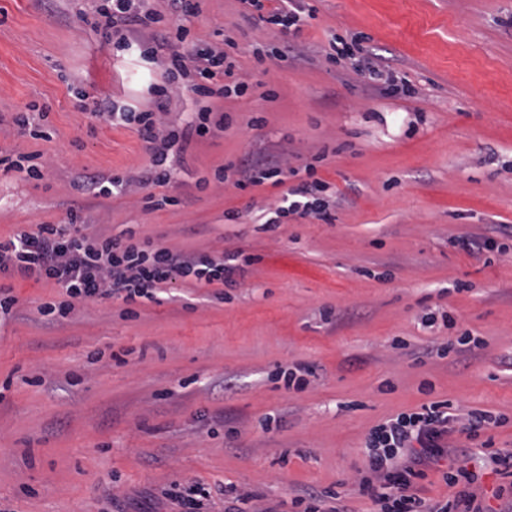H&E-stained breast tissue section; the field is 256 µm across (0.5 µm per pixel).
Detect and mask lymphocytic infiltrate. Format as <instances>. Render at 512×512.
<instances>
[{
    "instance_id": "lymphocytic-infiltrate-1",
    "label": "lymphocytic infiltrate",
    "mask_w": 512,
    "mask_h": 512,
    "mask_svg": "<svg viewBox=\"0 0 512 512\" xmlns=\"http://www.w3.org/2000/svg\"><path fill=\"white\" fill-rule=\"evenodd\" d=\"M169 13L161 15L148 0H112L105 13L103 31L112 33L120 46L131 45L134 34L151 30L154 51L161 54L160 85L150 109L140 112L100 103L95 114L115 126H134L148 143L150 159L138 173L106 178L89 175L88 190L108 195L111 188L143 190L166 185L172 169L168 151L175 144H189L221 129L229 118L204 108L191 119H170L167 105L171 96L224 97L243 94L245 83L235 81L236 64L223 47L214 45L173 50V39H184L187 21L199 12L198 0H167ZM320 180L304 181L271 207L266 229L278 227L279 218L293 212L330 224L334 221L331 202L318 198ZM254 257L237 264L226 256L208 252H184L154 245L135 236L112 237L89 231L77 211H70L67 223L41 224L36 230H22L0 241V273L23 279L54 282L63 298L43 303L41 311L52 320L66 318L76 302L94 298H118L127 303L151 298L156 288L180 278L198 283L235 286L245 276ZM487 411H473L467 420L450 412L445 401H432L414 411L400 412L375 426L365 440L367 473L359 491L374 503L375 512H486L475 489L481 476L463 466H450L442 474L455 487L451 498L430 503L415 489L425 470L457 452L448 438L461 431L468 440L479 441L485 463L500 475L512 478V453L494 449L492 440H480L481 430L496 425Z\"/></svg>"
}]
</instances>
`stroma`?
Wrapping results in <instances>:
<instances>
[{"instance_id": "35a3bbf8", "label": "stroma", "mask_w": 512, "mask_h": 512, "mask_svg": "<svg viewBox=\"0 0 512 512\" xmlns=\"http://www.w3.org/2000/svg\"><path fill=\"white\" fill-rule=\"evenodd\" d=\"M102 3L0 0V150L44 160L39 178L0 171V240L74 209L108 235L256 262L233 288L177 279L54 325L38 307L59 288L1 277L17 303L0 317V512H180L169 493L190 483L210 494L204 512H293L298 493L329 489L344 512H372L366 436L430 400L494 413L487 434L512 451V0H291L311 14L298 33L200 0L187 43L232 35L248 89L171 99V115L205 105L233 121L170 150L153 192L172 202L152 211L82 186L148 164L134 128L92 112L105 97L147 109L159 77L149 35L120 50L93 31ZM335 37L361 53L324 61ZM282 43L287 60L270 58ZM376 63L394 71L382 92ZM20 112L51 139L16 126ZM261 157L315 162L335 223L264 231L285 185H234ZM491 234V252L452 244ZM465 332L470 351L437 355ZM300 364L308 385L286 389Z\"/></svg>"}]
</instances>
